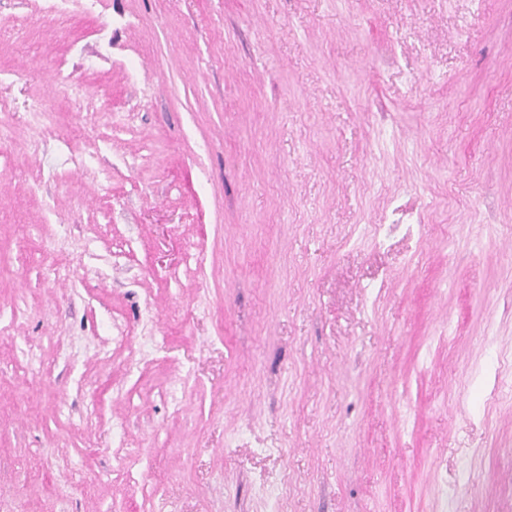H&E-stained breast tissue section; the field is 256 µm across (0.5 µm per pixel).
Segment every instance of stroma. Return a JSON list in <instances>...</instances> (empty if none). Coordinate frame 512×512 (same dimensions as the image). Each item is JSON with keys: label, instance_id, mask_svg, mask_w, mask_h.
Here are the masks:
<instances>
[{"label": "stroma", "instance_id": "1", "mask_svg": "<svg viewBox=\"0 0 512 512\" xmlns=\"http://www.w3.org/2000/svg\"><path fill=\"white\" fill-rule=\"evenodd\" d=\"M0 100V512H512V0H0Z\"/></svg>", "mask_w": 512, "mask_h": 512}]
</instances>
